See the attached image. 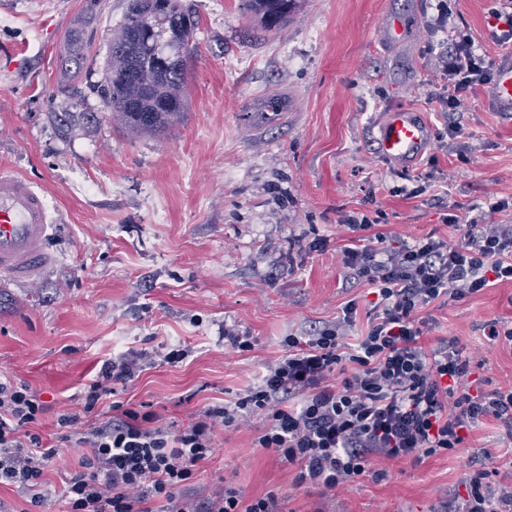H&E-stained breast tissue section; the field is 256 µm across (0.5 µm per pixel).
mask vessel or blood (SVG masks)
<instances>
[{
    "label": "vessel or blood",
    "instance_id": "obj_1",
    "mask_svg": "<svg viewBox=\"0 0 512 512\" xmlns=\"http://www.w3.org/2000/svg\"><path fill=\"white\" fill-rule=\"evenodd\" d=\"M384 38L401 44L409 36L404 17L388 15ZM486 103L498 112H512V53L497 63V74ZM378 153L390 162L412 164L428 146V131L418 115L406 109L386 112L375 137ZM52 221L48 200L29 179L0 171V285L27 284L53 265L47 247Z\"/></svg>",
    "mask_w": 512,
    "mask_h": 512
}]
</instances>
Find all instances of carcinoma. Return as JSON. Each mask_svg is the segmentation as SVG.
I'll use <instances>...</instances> for the list:
<instances>
[{"label":"carcinoma","instance_id":"1","mask_svg":"<svg viewBox=\"0 0 512 512\" xmlns=\"http://www.w3.org/2000/svg\"><path fill=\"white\" fill-rule=\"evenodd\" d=\"M304 0H242L263 30L283 28ZM197 16L180 0H128L112 29L104 83L112 118L131 135L157 134L183 115L186 60L193 50Z\"/></svg>","mask_w":512,"mask_h":512}]
</instances>
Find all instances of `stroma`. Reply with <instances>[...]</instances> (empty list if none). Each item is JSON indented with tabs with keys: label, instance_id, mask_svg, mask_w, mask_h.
Returning a JSON list of instances; mask_svg holds the SVG:
<instances>
[{
	"label": "stroma",
	"instance_id": "obj_1",
	"mask_svg": "<svg viewBox=\"0 0 512 512\" xmlns=\"http://www.w3.org/2000/svg\"><path fill=\"white\" fill-rule=\"evenodd\" d=\"M200 18L188 61L187 109L165 132L127 136L101 91L112 28L127 0H0V169L46 193L56 262L32 284L0 288V375L28 383L49 411L80 412L83 387L122 354L140 372L116 400L149 403L176 428L230 402L284 353L288 336L335 322L348 300L368 329L371 295L343 269V213L382 211L391 245L428 234L462 240L443 223L458 204L480 222L492 198H512V115L477 87L459 112L441 109L433 59L447 31H430L435 0H307L280 30L264 31L241 0H182ZM494 0H459L457 22L477 49L491 41ZM409 16L407 42L387 43L388 11ZM281 100L267 108L269 97ZM408 108L429 130L411 166L383 159L374 136L385 112ZM465 133L449 140L448 124ZM325 240L312 251V240ZM421 344L454 338L481 361L475 378L512 388V348L485 327L512 321V283L421 312ZM249 333L238 353L225 330ZM187 350L180 362L162 354ZM264 421L218 432L216 452L185 492L197 501L231 484L245 497L277 490L289 512H448L469 475L487 465L512 481V439L493 421L462 448L385 462L386 480L358 478L322 492L295 484L294 467L254 447ZM84 454L64 443L44 467L42 512H65L66 481Z\"/></svg>",
	"mask_w": 512,
	"mask_h": 512
}]
</instances>
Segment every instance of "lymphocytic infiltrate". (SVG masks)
Returning a JSON list of instances; mask_svg holds the SVG:
<instances>
[{
    "mask_svg": "<svg viewBox=\"0 0 512 512\" xmlns=\"http://www.w3.org/2000/svg\"><path fill=\"white\" fill-rule=\"evenodd\" d=\"M494 68L475 51L470 33L456 29L435 65L445 89L442 106L459 111L476 86L492 81ZM443 220L462 225L463 243L429 235L390 248L367 215L344 216L349 235L340 248L342 265L376 297L365 336L347 348L358 310L349 301L336 323L305 339L286 337L284 354L255 385L232 402L209 406L187 428L173 430L160 413L115 400L116 385L134 378L138 366L125 356L105 361L81 412L56 417L65 440L88 450L64 491L67 512H286L274 490L248 499L227 485L201 504L183 493L198 464L214 455L217 432L255 415L264 420L256 447L295 467L297 486L327 491L361 476L386 479L387 471L373 466L377 458L418 461L455 450L488 419L512 438V389L473 388L472 358L452 339L426 351L419 316L436 301L512 282V225L463 220L456 206ZM105 399L107 420L86 425ZM47 412L28 384L0 380V481L26 490L34 508L45 502L43 464L58 453L39 431ZM489 477L487 470L473 471L454 512H512V483Z\"/></svg>",
    "mask_w": 512,
    "mask_h": 512,
    "instance_id": "1",
    "label": "lymphocytic infiltrate"
}]
</instances>
